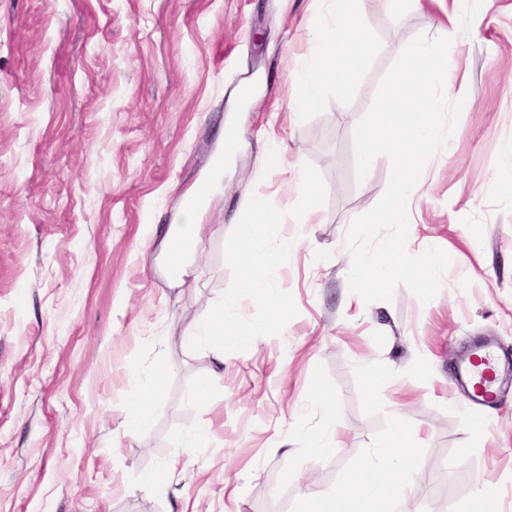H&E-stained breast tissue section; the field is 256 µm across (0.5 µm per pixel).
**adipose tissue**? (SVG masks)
Listing matches in <instances>:
<instances>
[{
    "instance_id": "ef3b65f1",
    "label": "adipose tissue",
    "mask_w": 512,
    "mask_h": 512,
    "mask_svg": "<svg viewBox=\"0 0 512 512\" xmlns=\"http://www.w3.org/2000/svg\"><path fill=\"white\" fill-rule=\"evenodd\" d=\"M359 10L360 0H325L314 32L313 64L298 96L300 105L312 104L324 85H342L347 67L361 69L367 65L370 43L358 23ZM203 213L200 207L184 208L180 223L169 225L161 242L164 259H171L178 245H185L179 265L187 267L201 242ZM163 374L158 367L143 373L140 391L128 398L124 420L127 435H136L150 418ZM377 454L379 463L352 473L345 492L310 497L305 512H396L398 506L407 504L406 491L416 458L414 445L397 431L381 443Z\"/></svg>"
}]
</instances>
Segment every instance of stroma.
<instances>
[{"mask_svg":"<svg viewBox=\"0 0 512 512\" xmlns=\"http://www.w3.org/2000/svg\"><path fill=\"white\" fill-rule=\"evenodd\" d=\"M322 11L321 0H0V512H302L308 497L344 492L398 428L417 448L419 512H480L485 482L497 512H512V376L480 408L457 381L476 341L512 354V0H457L448 57L467 75L466 102L421 174L409 227L451 258L427 303L402 285L390 302L350 293L346 238L390 176L379 156L357 182L354 127L399 49L439 36L441 17L363 0L367 66L301 107ZM276 144L283 164L268 176ZM219 156L194 276L170 289L160 228ZM307 161L327 203L299 224L288 211ZM254 194L285 211L282 237L300 243L277 271L298 314L219 363L181 336L229 286L225 241ZM366 363L388 373L373 400ZM156 366L159 404L127 436L125 400ZM318 390L337 427L320 455ZM197 427L207 443L185 447ZM171 460L177 476L155 490L147 476Z\"/></svg>","mask_w":512,"mask_h":512,"instance_id":"1","label":"stroma"}]
</instances>
